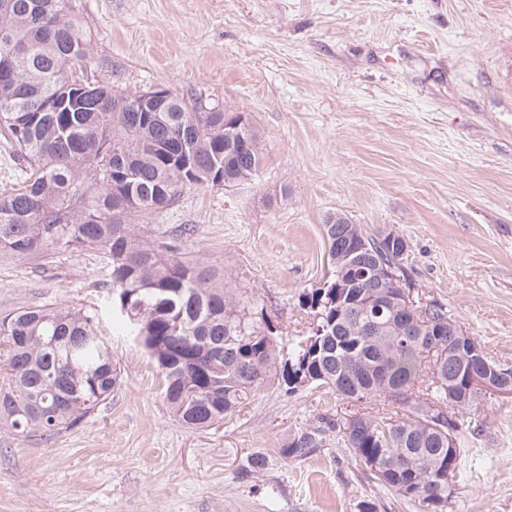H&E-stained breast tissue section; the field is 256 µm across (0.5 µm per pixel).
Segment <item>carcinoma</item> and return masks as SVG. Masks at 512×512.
<instances>
[{"label":"carcinoma","mask_w":512,"mask_h":512,"mask_svg":"<svg viewBox=\"0 0 512 512\" xmlns=\"http://www.w3.org/2000/svg\"><path fill=\"white\" fill-rule=\"evenodd\" d=\"M89 36L65 0H0V132L20 151L25 176L0 197V248L17 254L63 241L76 249L99 247L108 256L103 284L118 325L141 338L161 371L164 398L182 423H212L241 409L265 382L281 377L286 392L304 384L329 387L355 402H400L406 417L353 416L339 429L354 459L394 493L423 512H445L461 461L460 427L442 410L448 377L438 383L423 351V336L441 329L442 350L453 360L462 390L491 357L471 336L448 338L442 308L408 310L401 290L372 288L376 265L350 255L348 242L365 241L380 262L399 256L391 233L370 234L338 214L323 224L330 258L329 288L302 296L314 322L309 334L289 338L278 360L274 328L252 319L249 304L214 286L213 269L167 257L132 239V221L171 206L193 185L223 186L257 176L258 132L250 124L229 135L224 113L203 112L176 94L136 112L132 91L98 83L89 107L71 112L68 80L87 57ZM49 100L60 109L42 111ZM121 154L112 157V144ZM224 348V373L212 363ZM186 357L185 368L175 359ZM0 418L18 434L54 435L75 426L111 394L107 333L96 313L41 307L0 318ZM336 423L319 419L297 430L281 457L311 454Z\"/></svg>","instance_id":"obj_1"}]
</instances>
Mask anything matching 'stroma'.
Wrapping results in <instances>:
<instances>
[{
	"label": "stroma",
	"mask_w": 512,
	"mask_h": 512,
	"mask_svg": "<svg viewBox=\"0 0 512 512\" xmlns=\"http://www.w3.org/2000/svg\"><path fill=\"white\" fill-rule=\"evenodd\" d=\"M85 65L122 88L161 86L244 113L255 180L196 185L136 232L216 270L258 323L307 335L303 294L330 269L341 213L405 239L416 297L512 367V0H68ZM108 260L65 243L0 249V317L49 306L110 314ZM120 380L77 426L24 437L0 421V512H421L356 463L339 433L305 459L278 450L319 417L399 418L325 387L269 381L241 411L183 425L134 337L113 333ZM447 414L463 454L447 512H512V394ZM266 469L250 472L251 456Z\"/></svg>",
	"instance_id": "1"
}]
</instances>
